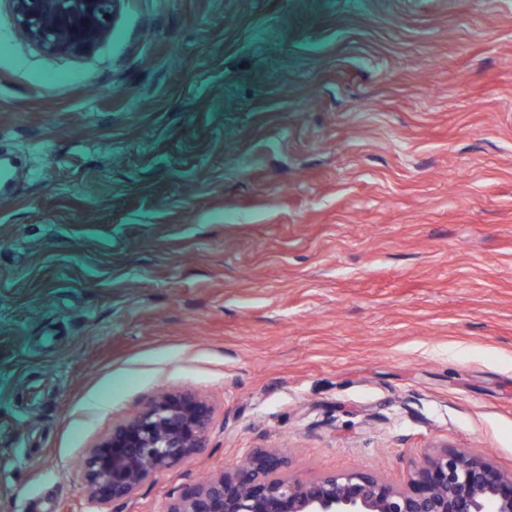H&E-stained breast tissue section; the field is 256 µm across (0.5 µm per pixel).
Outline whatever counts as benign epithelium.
I'll return each instance as SVG.
<instances>
[{"label": "benign epithelium", "mask_w": 512, "mask_h": 512, "mask_svg": "<svg viewBox=\"0 0 512 512\" xmlns=\"http://www.w3.org/2000/svg\"><path fill=\"white\" fill-rule=\"evenodd\" d=\"M99 0H12L22 31L53 52L79 53L78 43L60 41L67 5H79L99 28ZM212 411L189 392H158L137 416L82 458L80 470L95 512L128 502L152 475L169 470L208 447ZM280 448L256 450L221 476L176 498L166 512H512V474L464 449L426 458L406 489L378 475L348 473L318 478L286 476Z\"/></svg>", "instance_id": "benign-epithelium-1"}]
</instances>
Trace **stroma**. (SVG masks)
<instances>
[{"label": "stroma", "instance_id": "35a3bbf8", "mask_svg": "<svg viewBox=\"0 0 512 512\" xmlns=\"http://www.w3.org/2000/svg\"><path fill=\"white\" fill-rule=\"evenodd\" d=\"M90 52L0 0V512H89L78 465L157 388L209 448L410 484L512 472V0H102Z\"/></svg>", "mask_w": 512, "mask_h": 512}]
</instances>
